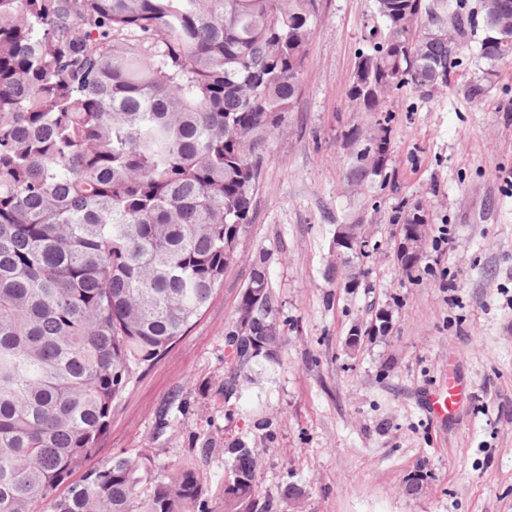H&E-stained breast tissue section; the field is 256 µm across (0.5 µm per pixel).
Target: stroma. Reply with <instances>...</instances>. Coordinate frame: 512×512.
Returning a JSON list of instances; mask_svg holds the SVG:
<instances>
[{"label": "stroma", "instance_id": "1", "mask_svg": "<svg viewBox=\"0 0 512 512\" xmlns=\"http://www.w3.org/2000/svg\"><path fill=\"white\" fill-rule=\"evenodd\" d=\"M373 11L374 0H319L295 108L263 152L223 285L169 351L134 371L72 481L120 452L151 457L162 479L205 442L206 509L224 512L227 446L243 438L259 451L272 512H512V191L501 180L512 172V62L470 100L487 64L481 29L468 30L448 88L390 99L385 162L353 180L378 131L349 82ZM417 203L429 237L408 274L393 218ZM344 224L361 225L369 244L340 264ZM261 256L286 343L279 364L237 378L229 337ZM383 319L385 332L353 338ZM231 377L235 391L220 395ZM456 382L467 398L448 419L430 418L427 396ZM289 483L300 500L279 498Z\"/></svg>", "mask_w": 512, "mask_h": 512}]
</instances>
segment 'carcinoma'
Returning <instances> with one entry per match:
<instances>
[{
  "label": "carcinoma",
  "mask_w": 512,
  "mask_h": 512,
  "mask_svg": "<svg viewBox=\"0 0 512 512\" xmlns=\"http://www.w3.org/2000/svg\"><path fill=\"white\" fill-rule=\"evenodd\" d=\"M377 38L350 96L385 112L410 86L446 87L456 55L426 0H375ZM318 0H0V512H196L195 457L155 479L115 454L56 488L98 447L132 370L178 341L234 258L228 224L250 222L263 149L293 110ZM489 66L512 47L480 42ZM389 116L362 149L360 180L388 152ZM263 346L236 370L278 361L284 336L268 272L238 302ZM224 512H268L258 453L227 447Z\"/></svg>",
  "instance_id": "obj_1"
}]
</instances>
